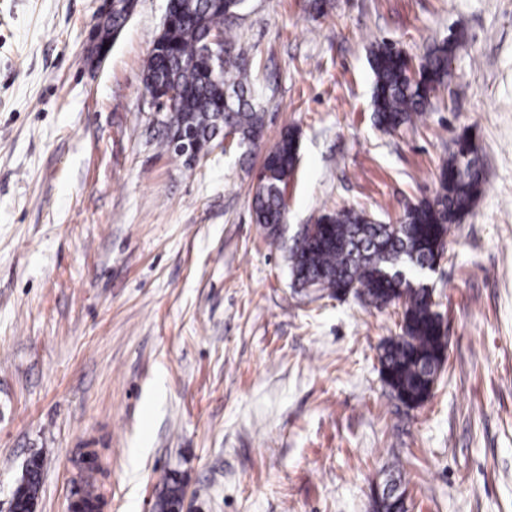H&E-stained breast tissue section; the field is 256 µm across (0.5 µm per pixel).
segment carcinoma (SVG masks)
<instances>
[{
    "mask_svg": "<svg viewBox=\"0 0 512 512\" xmlns=\"http://www.w3.org/2000/svg\"><path fill=\"white\" fill-rule=\"evenodd\" d=\"M242 2L177 0L170 25L147 59L145 87L180 93L176 111L166 113V123L157 128L161 145L179 157L182 153L171 146L179 131L201 149L208 147L218 129L232 132L239 145L251 144L262 133L263 115L247 98L249 53L235 35L234 17ZM134 9L136 5L118 0L112 27L99 30V37L120 33ZM215 30L224 32V70L217 76L203 66L208 38ZM462 42L463 34L453 32L431 45L416 63L386 42H376L370 53L375 125L396 131L423 113L436 93L450 86L449 61ZM298 161L297 137L289 130L266 154L262 167L268 175L252 196L256 223L274 239L281 234L286 189ZM476 161L474 143L464 132L440 169L434 200L407 208L397 224H378L362 210L340 209L304 225L288 251L294 283L302 289L334 298L349 292L376 308L401 304L400 333L381 345L378 361L390 394L409 408L422 406L431 396L446 361L448 340L434 310L433 291L407 273L424 270L436 252H444L450 226L470 212L482 193L484 175ZM40 485L41 461L35 456L13 494L17 512H28ZM183 494L177 480L166 483L155 512H176Z\"/></svg>",
    "mask_w": 512,
    "mask_h": 512,
    "instance_id": "cac0c4a2",
    "label": "carcinoma"
}]
</instances>
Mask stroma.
<instances>
[{"label":"stroma","instance_id":"obj_1","mask_svg":"<svg viewBox=\"0 0 512 512\" xmlns=\"http://www.w3.org/2000/svg\"><path fill=\"white\" fill-rule=\"evenodd\" d=\"M103 0H0V512L32 457L37 512H512V0H245L261 148L192 163L158 147L142 71L167 0H138L102 66ZM460 30L452 83L398 131L374 124L373 42L420 58ZM300 162L279 239L251 198L288 129ZM470 129L484 191L426 272L448 328L431 397L406 408L380 345L402 308L292 286L303 225L381 224L433 199ZM183 494L184 490L180 482L172 479L171 482L166 483L164 490L155 501L154 510L156 512H176Z\"/></svg>","mask_w":512,"mask_h":512}]
</instances>
